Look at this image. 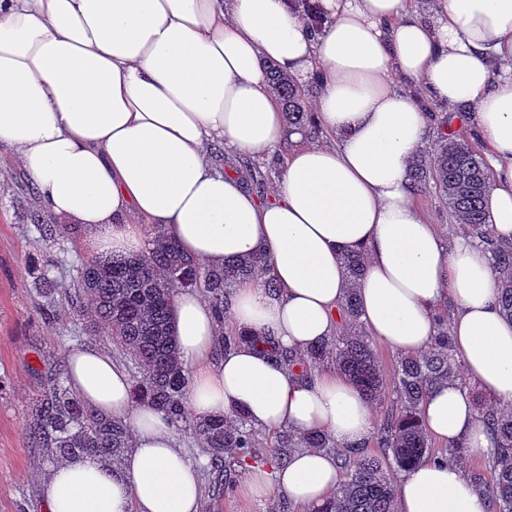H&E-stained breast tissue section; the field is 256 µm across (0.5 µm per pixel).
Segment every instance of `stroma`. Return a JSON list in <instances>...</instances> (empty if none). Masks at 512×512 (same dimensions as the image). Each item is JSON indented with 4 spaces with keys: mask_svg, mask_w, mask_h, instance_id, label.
Returning <instances> with one entry per match:
<instances>
[{
    "mask_svg": "<svg viewBox=\"0 0 512 512\" xmlns=\"http://www.w3.org/2000/svg\"><path fill=\"white\" fill-rule=\"evenodd\" d=\"M27 177L13 155L0 151V512H45L42 484L50 470L46 452L28 444L25 433L32 401L46 370L69 350L109 341L85 334L75 310L57 300L52 319L35 290L29 268L54 280L59 292L75 285L81 263L94 260L86 233L48 239L34 218L44 215ZM283 499L245 501L238 488L221 498L205 496L201 512H301L282 510Z\"/></svg>",
    "mask_w": 512,
    "mask_h": 512,
    "instance_id": "1",
    "label": "stroma"
}]
</instances>
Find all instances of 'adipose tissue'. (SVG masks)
<instances>
[{
  "label": "adipose tissue",
  "instance_id": "obj_1",
  "mask_svg": "<svg viewBox=\"0 0 512 512\" xmlns=\"http://www.w3.org/2000/svg\"><path fill=\"white\" fill-rule=\"evenodd\" d=\"M321 29L292 0H0V149L13 151L38 200L91 231L98 253L146 249L158 226L188 256L213 265L263 254L277 283L237 288L232 326L302 353L333 336L356 289L361 321L393 352L417 354L449 322L464 379L420 406L426 432L492 446L476 394L512 404V320L501 314L487 252L465 236L444 243L417 206L412 158L429 142L430 110L473 131L491 173L486 222L512 239V0H315ZM314 85L323 143L295 140L263 198L224 171L218 146L268 155L284 126L265 64ZM364 252L358 283L341 262ZM173 328L199 416L245 411L269 432L366 441L373 408L334 368L302 378L242 345L218 353L221 328L194 290L177 293ZM68 383L102 415L129 424L120 464L75 458L52 467L48 512H200L203 462L176 443V425L134 403L132 378L110 353L67 356ZM344 480L334 454L296 451L275 474L250 470L241 488L320 505ZM396 512H490L455 462H421L397 483Z\"/></svg>",
  "mask_w": 512,
  "mask_h": 512
}]
</instances>
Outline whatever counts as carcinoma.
<instances>
[{"instance_id": "obj_1", "label": "carcinoma", "mask_w": 512, "mask_h": 512, "mask_svg": "<svg viewBox=\"0 0 512 512\" xmlns=\"http://www.w3.org/2000/svg\"><path fill=\"white\" fill-rule=\"evenodd\" d=\"M269 83L278 93L288 128L313 135L321 133L307 109L305 93L275 64L267 66ZM416 192L434 186L456 223L468 227L473 245L490 253L499 282L498 305L512 319V242L493 236L485 224L489 175L483 156L469 143L443 133L429 151L415 156L410 168ZM344 267L357 283L364 257L357 251L342 254ZM265 257L253 255L213 266L184 256L178 244L161 228L151 230V247L138 255L114 256L82 264L77 288L70 300L85 306L89 332L105 334L134 362L133 398L170 416L177 430L208 449L204 471L214 495L232 490L236 472L257 466L275 467L288 460L292 448H334L322 434L299 435L289 430L275 444L262 449L254 425L243 411L229 417L189 416L186 408L189 372L180 360L171 330V308L177 290L200 288L207 293L219 323L235 288L264 277L263 287L274 294L278 286L266 276ZM343 313L349 332L332 336L299 356L281 349L272 337L232 330L221 336L224 348L249 345L302 375L332 364L375 405L386 398V382L369 336L359 320L356 292L347 294ZM462 379L460 361L448 331V317L438 316L432 345L415 355L399 356L392 375L390 409L370 439L342 454L347 477L338 490L312 512H394L397 495L394 471H404L429 458L431 443L419 418V407L429 392L446 382ZM478 417L490 427L494 448L488 455L492 475L491 512H512V410L477 401ZM28 443L45 448L53 461L100 457L119 461L130 448V430L86 406L56 372L45 376L31 407L26 428ZM383 448L379 457L369 445Z\"/></svg>"}]
</instances>
